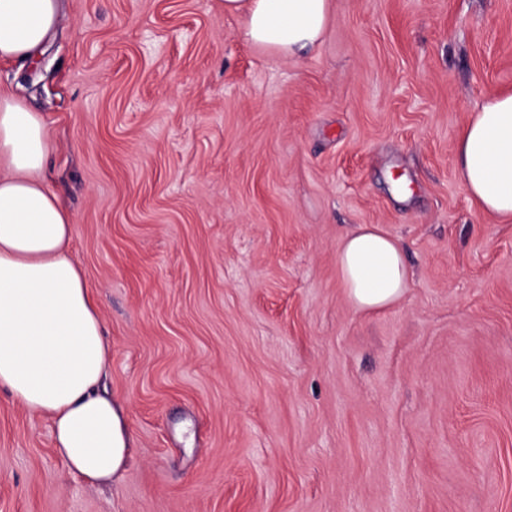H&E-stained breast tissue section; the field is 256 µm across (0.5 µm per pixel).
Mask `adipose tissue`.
Returning <instances> with one entry per match:
<instances>
[{
  "mask_svg": "<svg viewBox=\"0 0 512 512\" xmlns=\"http://www.w3.org/2000/svg\"><path fill=\"white\" fill-rule=\"evenodd\" d=\"M330 0H224L249 44L284 59L319 46ZM59 18L58 0H0V61L41 54ZM52 141L42 115L0 96V389L50 420L68 469L92 486L112 484L130 455L124 416L100 389L111 347L91 287L70 243L73 224L48 185ZM460 180L484 211L512 219V93L488 96L456 142ZM351 306L397 303L412 272L397 239L362 224L337 252Z\"/></svg>",
  "mask_w": 512,
  "mask_h": 512,
  "instance_id": "obj_1",
  "label": "adipose tissue"
}]
</instances>
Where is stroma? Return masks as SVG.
Segmentation results:
<instances>
[{"label": "stroma", "instance_id": "stroma-1", "mask_svg": "<svg viewBox=\"0 0 512 512\" xmlns=\"http://www.w3.org/2000/svg\"><path fill=\"white\" fill-rule=\"evenodd\" d=\"M501 90L512 0H331L299 61L219 0H62L0 95L48 123L131 457L89 486L0 389V512H512V222L455 155ZM361 224L415 272L369 313ZM336 263L346 298L357 311L397 303L412 279L398 240L375 225L361 224L346 235Z\"/></svg>", "mask_w": 512, "mask_h": 512}]
</instances>
